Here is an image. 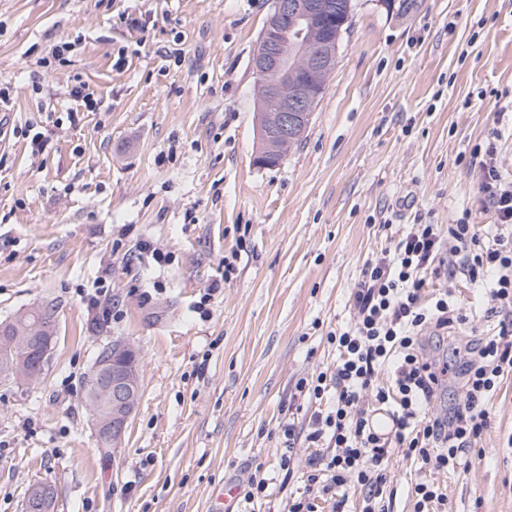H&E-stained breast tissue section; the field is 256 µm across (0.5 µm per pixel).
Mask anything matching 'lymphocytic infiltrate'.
<instances>
[{"label":"lymphocytic infiltrate","mask_w":512,"mask_h":512,"mask_svg":"<svg viewBox=\"0 0 512 512\" xmlns=\"http://www.w3.org/2000/svg\"><path fill=\"white\" fill-rule=\"evenodd\" d=\"M487 148L479 164L478 194L500 223L512 224V181L503 178ZM442 265L449 277L477 281L492 276L491 313L501 315L497 337L470 349L462 371L465 402L438 418L429 408L446 383L447 361L428 355L424 337L465 324L467 317L447 297L423 300L425 275ZM353 317L345 328L328 332L336 349L331 371L300 379L296 390L318 410L305 429L282 428L279 467L292 473L304 463V492L289 500L287 512H317V500L342 512L345 489H364L361 512H387L389 457L403 449L422 467L457 470L473 443L489 427L485 398L512 372V236L484 240L474 224H414L367 263L352 293ZM389 371V385L379 376ZM317 452L299 461L298 441Z\"/></svg>","instance_id":"1"}]
</instances>
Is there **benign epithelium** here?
Masks as SVG:
<instances>
[{
	"mask_svg": "<svg viewBox=\"0 0 512 512\" xmlns=\"http://www.w3.org/2000/svg\"><path fill=\"white\" fill-rule=\"evenodd\" d=\"M316 45L314 51L299 54L296 65L288 66V44ZM336 0H273L252 65L261 81L258 85L257 129L262 143L255 162L264 166L269 159L282 160L295 142L298 127L310 124L313 95L295 77L297 66L332 74L336 69ZM35 332L22 327L14 334L0 336V347L13 350L16 364L0 370V380L29 384L41 375V366L53 337L43 336V350L35 365H27ZM132 348L122 342L107 346V354L88 378L94 429L104 448L121 446L126 424L138 402L139 372ZM52 488L39 483L30 490L25 512H50Z\"/></svg>",
	"mask_w": 512,
	"mask_h": 512,
	"instance_id": "7a95c632",
	"label": "benign epithelium"
}]
</instances>
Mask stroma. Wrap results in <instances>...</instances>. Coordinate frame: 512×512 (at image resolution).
<instances>
[{
	"instance_id": "obj_1",
	"label": "stroma",
	"mask_w": 512,
	"mask_h": 512,
	"mask_svg": "<svg viewBox=\"0 0 512 512\" xmlns=\"http://www.w3.org/2000/svg\"><path fill=\"white\" fill-rule=\"evenodd\" d=\"M270 9L0 0V322L41 303L56 317L38 380L0 383V512L36 483L53 512H211L254 474L271 493L255 512H281L305 487L279 468L281 428L318 409L294 386L334 365L325 335L350 322L366 261L406 224L503 233L473 152L494 144L512 179V0H356L303 143L261 167L251 61ZM60 41L76 44L63 64ZM82 82L98 104L74 122ZM27 125L41 152L16 137ZM143 241L171 262L138 259ZM446 286L471 312L449 346L498 332L482 285L428 280ZM116 339L139 354L140 396L106 456L85 384ZM483 407L467 468L393 449L388 512H414L420 480L443 487L438 512H512V374Z\"/></svg>"
}]
</instances>
